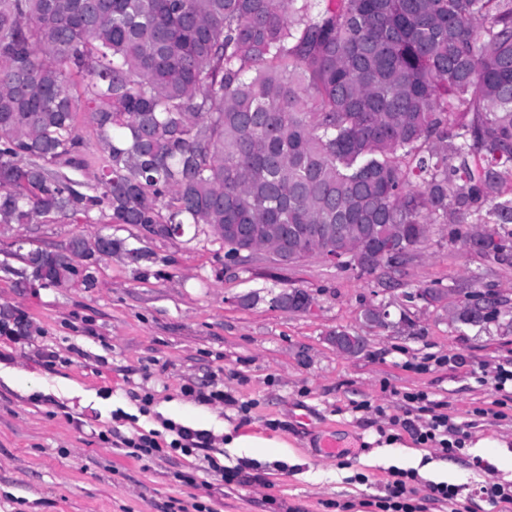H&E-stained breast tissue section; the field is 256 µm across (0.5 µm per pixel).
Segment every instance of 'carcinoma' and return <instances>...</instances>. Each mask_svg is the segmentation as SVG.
<instances>
[{
  "label": "carcinoma",
  "mask_w": 512,
  "mask_h": 512,
  "mask_svg": "<svg viewBox=\"0 0 512 512\" xmlns=\"http://www.w3.org/2000/svg\"><path fill=\"white\" fill-rule=\"evenodd\" d=\"M86 79L104 154L77 165ZM512 0H0V224L90 218L213 235L224 256L295 231L415 250L433 224L493 218L452 243L512 263ZM99 232L22 251L16 287L92 288ZM469 299L455 319L494 320ZM84 80L79 75L70 78L69 88L75 98L77 111L76 133L82 139L80 158L83 163L76 168H69L70 177L77 182L76 188L82 192H90L97 184L101 166L102 150L94 127L89 120V110L84 93Z\"/></svg>",
  "instance_id": "obj_1"
}]
</instances>
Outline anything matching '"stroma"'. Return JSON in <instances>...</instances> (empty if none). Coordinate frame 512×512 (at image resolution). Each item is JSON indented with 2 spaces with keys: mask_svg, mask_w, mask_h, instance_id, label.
<instances>
[{
  "mask_svg": "<svg viewBox=\"0 0 512 512\" xmlns=\"http://www.w3.org/2000/svg\"><path fill=\"white\" fill-rule=\"evenodd\" d=\"M82 162L69 174L95 187L102 150L89 120L84 80L69 83ZM105 231L139 248L98 264L97 285L19 289V241L59 247ZM452 225H433L414 260L389 277L341 270L317 258L278 266L265 254L229 263L206 235L170 239L132 224L85 220L0 228V318L23 320L24 335L0 329V512H380L392 468L415 471L424 512H498L479 491L490 464L512 482V402L504 419L476 414L501 394L482 373L512 370V316L462 324L452 315L476 286L512 299V265L450 244ZM439 289L430 306L408 300ZM299 288L311 312L272 308V292ZM384 306L389 326L365 321ZM366 336L357 356L329 341L339 328ZM219 389L232 403L201 404L187 388ZM442 404L468 435L456 456L401 432L405 392ZM367 410H359V403ZM170 420L209 431L213 447L171 448ZM275 439L273 448H228L225 430ZM155 433L159 452L131 455L124 439ZM343 457L319 458L326 441ZM243 468L248 482L230 480ZM463 485L454 504L430 483Z\"/></svg>",
  "mask_w": 512,
  "mask_h": 512,
  "instance_id": "35a3bbf8",
  "label": "stroma"
}]
</instances>
